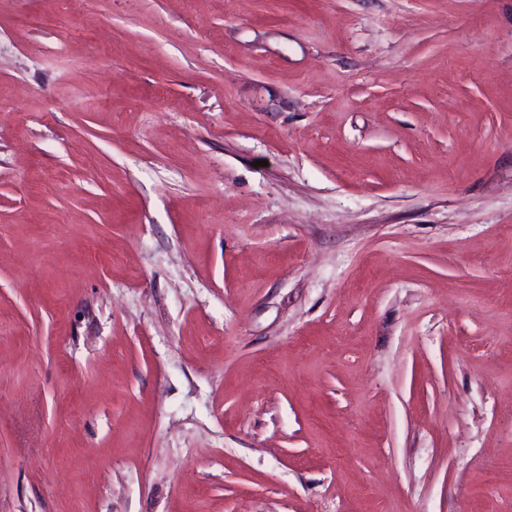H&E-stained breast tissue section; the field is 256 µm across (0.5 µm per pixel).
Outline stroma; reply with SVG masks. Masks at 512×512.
I'll return each instance as SVG.
<instances>
[{"label":"stroma","instance_id":"35a3bbf8","mask_svg":"<svg viewBox=\"0 0 512 512\" xmlns=\"http://www.w3.org/2000/svg\"><path fill=\"white\" fill-rule=\"evenodd\" d=\"M0 512H512V0H0Z\"/></svg>","mask_w":512,"mask_h":512}]
</instances>
